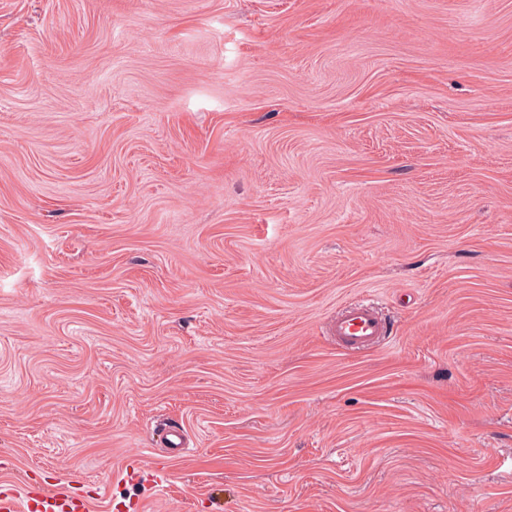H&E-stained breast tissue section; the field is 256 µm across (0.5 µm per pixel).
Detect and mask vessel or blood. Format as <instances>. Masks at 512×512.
<instances>
[{"label": "vessel or blood", "mask_w": 512, "mask_h": 512, "mask_svg": "<svg viewBox=\"0 0 512 512\" xmlns=\"http://www.w3.org/2000/svg\"><path fill=\"white\" fill-rule=\"evenodd\" d=\"M337 340L353 350L378 345L388 334V324L369 304L342 308L331 325ZM87 499L71 489L46 487L21 490L0 484V512H88Z\"/></svg>", "instance_id": "obj_1"}]
</instances>
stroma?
<instances>
[{"label": "stroma", "mask_w": 512, "mask_h": 512, "mask_svg": "<svg viewBox=\"0 0 512 512\" xmlns=\"http://www.w3.org/2000/svg\"><path fill=\"white\" fill-rule=\"evenodd\" d=\"M511 453L512 0H0V483L512 512ZM336 339L353 350L378 345L388 335V324L378 309L369 304L343 307L331 325Z\"/></svg>", "instance_id": "stroma-1"}]
</instances>
